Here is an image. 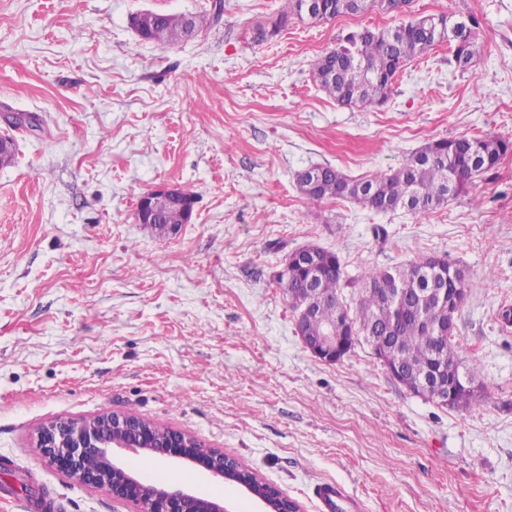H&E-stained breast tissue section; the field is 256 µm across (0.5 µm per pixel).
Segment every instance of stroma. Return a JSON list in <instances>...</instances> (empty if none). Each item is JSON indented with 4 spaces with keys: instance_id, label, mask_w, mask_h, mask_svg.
Listing matches in <instances>:
<instances>
[{
    "instance_id": "35a3bbf8",
    "label": "stroma",
    "mask_w": 512,
    "mask_h": 512,
    "mask_svg": "<svg viewBox=\"0 0 512 512\" xmlns=\"http://www.w3.org/2000/svg\"><path fill=\"white\" fill-rule=\"evenodd\" d=\"M0 0V512L46 496L52 512H137L43 458L59 418L133 413L252 468L302 512L319 483L357 512H512V153L424 214L312 202L296 175L400 167L427 142L512 135V0H411L400 18L475 16L469 71L447 45L407 62L387 104L339 105L311 62L382 11L280 22L285 0ZM207 17L174 45L140 40L132 14ZM41 118L9 127L6 118ZM192 188L167 238L138 197ZM386 236H376L374 226ZM315 244L348 277L439 256L463 270L455 341L481 391L448 408L390 380L369 345L325 363L304 346L277 275ZM131 469L264 512L234 484L180 462Z\"/></svg>"
}]
</instances>
